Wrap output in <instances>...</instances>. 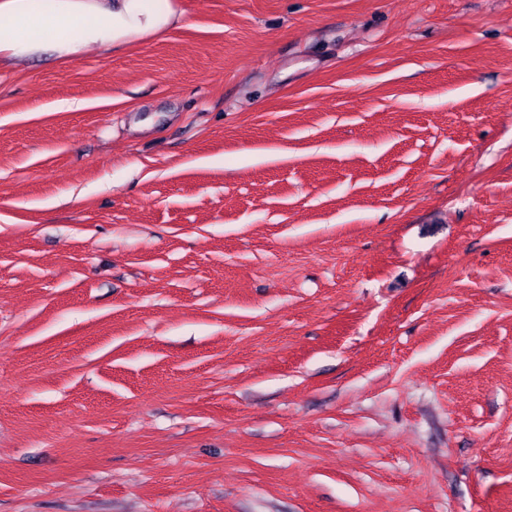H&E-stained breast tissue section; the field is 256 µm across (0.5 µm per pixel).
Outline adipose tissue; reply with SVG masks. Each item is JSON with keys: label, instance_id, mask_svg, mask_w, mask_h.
Returning <instances> with one entry per match:
<instances>
[{"label": "adipose tissue", "instance_id": "ef3b65f1", "mask_svg": "<svg viewBox=\"0 0 512 512\" xmlns=\"http://www.w3.org/2000/svg\"><path fill=\"white\" fill-rule=\"evenodd\" d=\"M183 20L172 0H0V67L50 53L72 60L160 35Z\"/></svg>", "mask_w": 512, "mask_h": 512}]
</instances>
